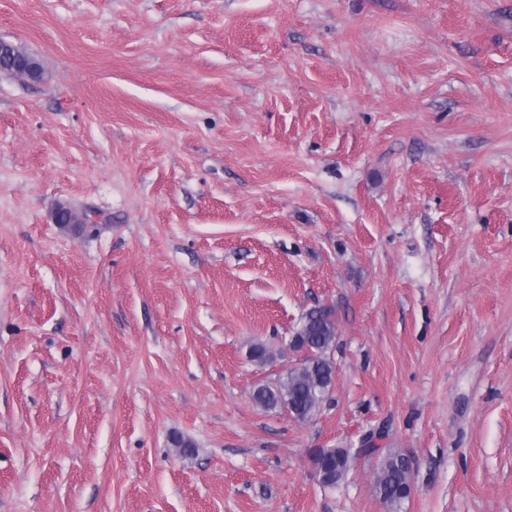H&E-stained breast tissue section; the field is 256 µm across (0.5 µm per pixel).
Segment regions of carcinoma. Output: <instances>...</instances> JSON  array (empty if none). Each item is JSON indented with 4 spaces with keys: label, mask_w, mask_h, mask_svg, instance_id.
Listing matches in <instances>:
<instances>
[{
    "label": "carcinoma",
    "mask_w": 512,
    "mask_h": 512,
    "mask_svg": "<svg viewBox=\"0 0 512 512\" xmlns=\"http://www.w3.org/2000/svg\"><path fill=\"white\" fill-rule=\"evenodd\" d=\"M336 345L333 311L319 307L309 311L293 337V346L303 353L298 363L288 368L274 382L259 384L252 391L254 402L266 410H284L295 419L307 421L328 398L335 376L331 351ZM366 435L358 448H314L311 450L330 476L329 486L342 482L361 459L379 458L373 472L374 489L388 512H399L413 488V468L399 448L382 447Z\"/></svg>",
    "instance_id": "cac0c4a2"
}]
</instances>
